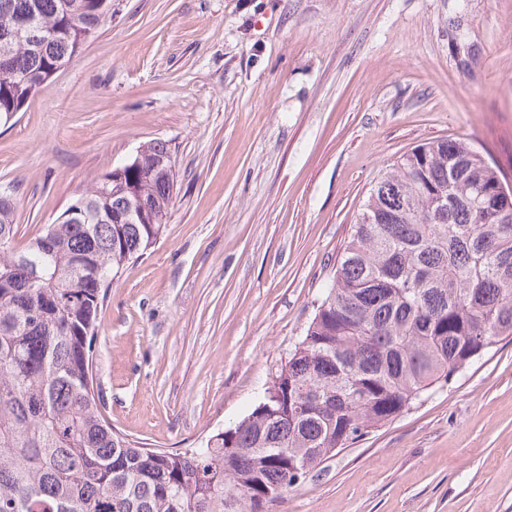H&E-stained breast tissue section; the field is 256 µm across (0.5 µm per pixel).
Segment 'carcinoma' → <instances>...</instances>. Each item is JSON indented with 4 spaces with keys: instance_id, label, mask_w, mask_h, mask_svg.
Masks as SVG:
<instances>
[{
    "instance_id": "cac0c4a2",
    "label": "carcinoma",
    "mask_w": 512,
    "mask_h": 512,
    "mask_svg": "<svg viewBox=\"0 0 512 512\" xmlns=\"http://www.w3.org/2000/svg\"><path fill=\"white\" fill-rule=\"evenodd\" d=\"M112 20V0H0V118ZM167 141L122 180L153 224L59 215L14 246L0 199V512H276L312 469L512 336V191L464 140L421 143L364 205L314 318L263 397L198 448L112 431L96 398L97 315L165 227ZM77 198L112 213L103 177Z\"/></svg>"
}]
</instances>
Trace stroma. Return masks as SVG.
Returning a JSON list of instances; mask_svg holds the SVG:
<instances>
[{
	"label": "stroma",
	"mask_w": 512,
	"mask_h": 512,
	"mask_svg": "<svg viewBox=\"0 0 512 512\" xmlns=\"http://www.w3.org/2000/svg\"><path fill=\"white\" fill-rule=\"evenodd\" d=\"M463 139L512 181V0H112L6 125L16 245L145 142L176 190L110 288L94 374L112 428L203 445L263 395L399 158ZM277 512H512V339L311 471Z\"/></svg>",
	"instance_id": "35a3bbf8"
}]
</instances>
